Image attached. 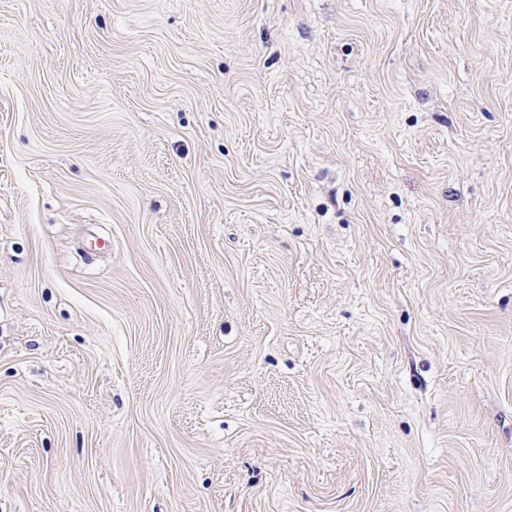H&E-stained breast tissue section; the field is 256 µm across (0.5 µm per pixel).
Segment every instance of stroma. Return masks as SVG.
<instances>
[{
  "instance_id": "1",
  "label": "stroma",
  "mask_w": 512,
  "mask_h": 512,
  "mask_svg": "<svg viewBox=\"0 0 512 512\" xmlns=\"http://www.w3.org/2000/svg\"><path fill=\"white\" fill-rule=\"evenodd\" d=\"M0 512H512V0H0Z\"/></svg>"
}]
</instances>
